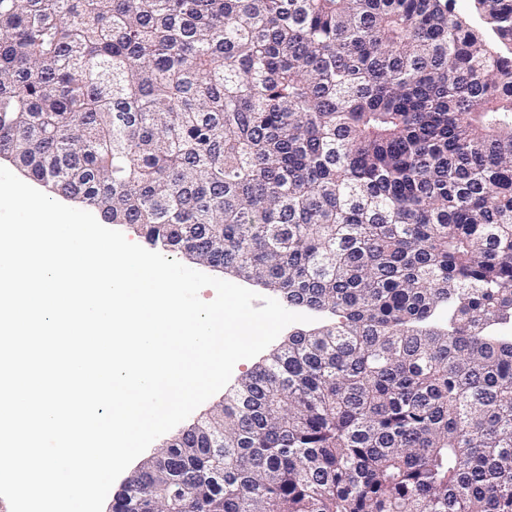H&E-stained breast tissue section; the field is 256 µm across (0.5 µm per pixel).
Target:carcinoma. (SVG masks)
Instances as JSON below:
<instances>
[{
    "label": "carcinoma",
    "mask_w": 512,
    "mask_h": 512,
    "mask_svg": "<svg viewBox=\"0 0 512 512\" xmlns=\"http://www.w3.org/2000/svg\"><path fill=\"white\" fill-rule=\"evenodd\" d=\"M452 3L0 0V156L340 317L115 508L512 512V55Z\"/></svg>",
    "instance_id": "cac0c4a2"
}]
</instances>
